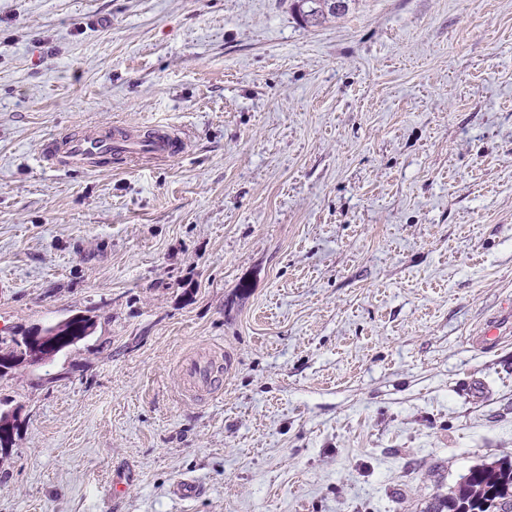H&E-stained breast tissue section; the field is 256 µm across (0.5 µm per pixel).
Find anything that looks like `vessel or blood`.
Here are the masks:
<instances>
[{
  "mask_svg": "<svg viewBox=\"0 0 512 512\" xmlns=\"http://www.w3.org/2000/svg\"><path fill=\"white\" fill-rule=\"evenodd\" d=\"M186 148L187 141L180 133L168 125L153 123L138 130L88 127L54 137L45 143L41 156L49 167L68 170L98 167L104 159L117 155L126 169L134 170L170 161ZM180 375L184 394L192 397L219 391L224 384L222 365L206 352L185 357Z\"/></svg>",
  "mask_w": 512,
  "mask_h": 512,
  "instance_id": "obj_1",
  "label": "vessel or blood"
}]
</instances>
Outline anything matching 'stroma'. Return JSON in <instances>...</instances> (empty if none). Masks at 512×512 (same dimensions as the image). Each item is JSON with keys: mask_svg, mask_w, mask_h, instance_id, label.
<instances>
[{"mask_svg": "<svg viewBox=\"0 0 512 512\" xmlns=\"http://www.w3.org/2000/svg\"><path fill=\"white\" fill-rule=\"evenodd\" d=\"M288 2L0 0V336L95 323L0 377V512H423L512 458V0ZM117 122L186 152L43 163ZM323 2V8L321 10L320 14V21L316 24H310L312 26L319 25L323 21H325L328 17H336L339 18L350 10V5L352 2L354 3L356 0H339L344 1L345 5L341 8H337L336 4L334 3L336 0H291V10L305 23L309 24L308 20L306 19L305 11L307 10V4L310 2ZM184 395L201 397L203 394L222 390L223 366L207 352L185 357L180 365Z\"/></svg>", "mask_w": 512, "mask_h": 512, "instance_id": "1", "label": "stroma"}]
</instances>
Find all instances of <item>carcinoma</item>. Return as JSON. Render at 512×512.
<instances>
[{
	"mask_svg": "<svg viewBox=\"0 0 512 512\" xmlns=\"http://www.w3.org/2000/svg\"><path fill=\"white\" fill-rule=\"evenodd\" d=\"M321 20L339 18L350 10L354 0H344L345 5L336 7L335 0H321ZM69 335L58 339L55 354L90 336L95 322L86 316L78 315L71 319ZM425 512H512V460H502L492 464H482L470 469L469 474L453 490L431 498Z\"/></svg>",
	"mask_w": 512,
	"mask_h": 512,
	"instance_id": "carcinoma-1",
	"label": "carcinoma"
}]
</instances>
